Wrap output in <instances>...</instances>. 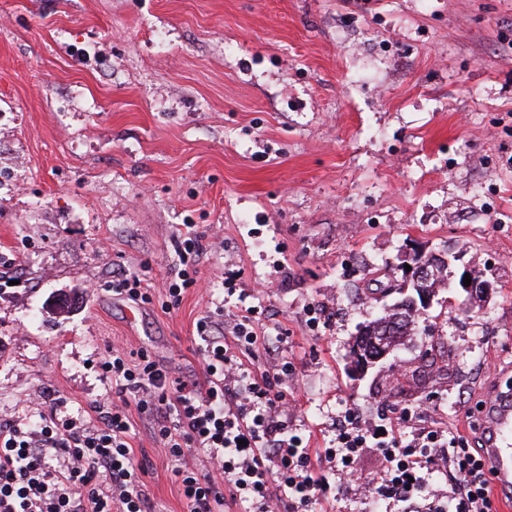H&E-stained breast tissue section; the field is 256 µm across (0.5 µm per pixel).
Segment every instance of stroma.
Here are the masks:
<instances>
[{
  "mask_svg": "<svg viewBox=\"0 0 512 512\" xmlns=\"http://www.w3.org/2000/svg\"><path fill=\"white\" fill-rule=\"evenodd\" d=\"M207 248L167 307L183 225ZM454 255L395 356L350 346L414 254ZM482 271L495 288L467 299ZM237 272V294L223 275ZM0 421L51 392L78 415L106 396L112 343L204 380L203 316L260 307L259 351L325 447L342 409L427 404L480 440L492 378H512V0H0ZM138 273L151 300L112 291ZM82 292L68 314L53 296ZM330 327L310 329V308ZM448 372L401 399L431 337ZM149 512H184L172 463L136 421Z\"/></svg>",
  "mask_w": 512,
  "mask_h": 512,
  "instance_id": "obj_1",
  "label": "stroma"
}]
</instances>
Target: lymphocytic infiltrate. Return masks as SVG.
Here are the masks:
<instances>
[{"mask_svg":"<svg viewBox=\"0 0 512 512\" xmlns=\"http://www.w3.org/2000/svg\"><path fill=\"white\" fill-rule=\"evenodd\" d=\"M203 251L200 234L186 225L182 267L165 285L171 302L195 285ZM255 314L247 309L228 327L198 320L205 382L170 375L147 351L115 346L101 364L111 395L92 406L90 418L58 415L41 396L28 421L0 423V512H146V468L131 446L136 412L152 421L187 512H221L229 500L241 512H313L357 474L370 450L386 462L369 486L370 501L384 512H493L481 449L441 426L406 434L420 417L413 409L390 411L375 424L346 408L328 447L311 455L290 428L280 376L243 366L234 353L256 348ZM196 452L211 469L196 468ZM54 456L63 465L52 467ZM440 477L446 490L434 487Z\"/></svg>","mask_w":512,"mask_h":512,"instance_id":"1","label":"lymphocytic infiltrate"}]
</instances>
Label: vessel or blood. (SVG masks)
<instances>
[{
	"label": "vessel or blood",
	"instance_id": "b4317fda",
	"mask_svg": "<svg viewBox=\"0 0 512 512\" xmlns=\"http://www.w3.org/2000/svg\"><path fill=\"white\" fill-rule=\"evenodd\" d=\"M481 431L485 467L496 512H512V389L490 387L483 405Z\"/></svg>",
	"mask_w": 512,
	"mask_h": 512
}]
</instances>
